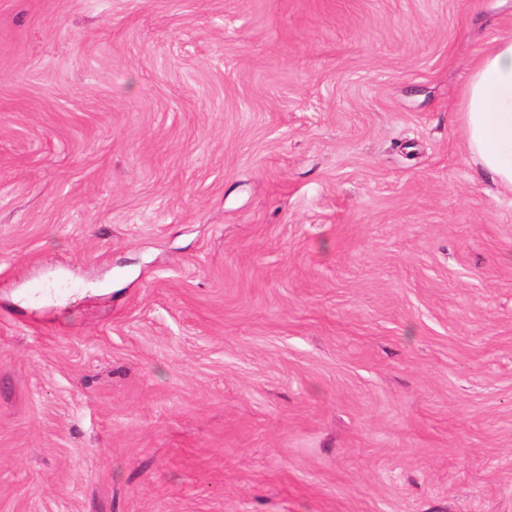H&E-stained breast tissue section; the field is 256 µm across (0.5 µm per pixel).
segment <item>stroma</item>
I'll use <instances>...</instances> for the list:
<instances>
[{
    "mask_svg": "<svg viewBox=\"0 0 512 512\" xmlns=\"http://www.w3.org/2000/svg\"><path fill=\"white\" fill-rule=\"evenodd\" d=\"M512 0H0V512H512ZM460 116L467 154L512 193V32L471 62Z\"/></svg>",
    "mask_w": 512,
    "mask_h": 512,
    "instance_id": "1",
    "label": "stroma"
}]
</instances>
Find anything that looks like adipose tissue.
<instances>
[{
  "label": "adipose tissue",
  "mask_w": 512,
  "mask_h": 512,
  "mask_svg": "<svg viewBox=\"0 0 512 512\" xmlns=\"http://www.w3.org/2000/svg\"><path fill=\"white\" fill-rule=\"evenodd\" d=\"M460 116L467 154L512 193V32L471 62Z\"/></svg>",
  "instance_id": "ef3b65f1"
}]
</instances>
